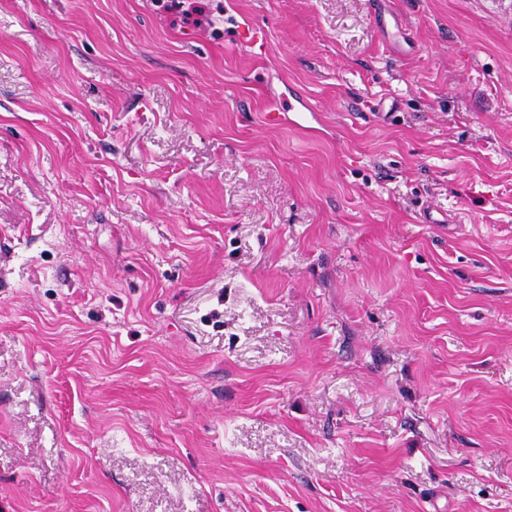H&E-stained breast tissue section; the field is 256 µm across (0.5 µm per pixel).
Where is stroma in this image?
Wrapping results in <instances>:
<instances>
[{
	"mask_svg": "<svg viewBox=\"0 0 512 512\" xmlns=\"http://www.w3.org/2000/svg\"><path fill=\"white\" fill-rule=\"evenodd\" d=\"M197 4L0 0V512H512V0Z\"/></svg>",
	"mask_w": 512,
	"mask_h": 512,
	"instance_id": "stroma-1",
	"label": "stroma"
}]
</instances>
